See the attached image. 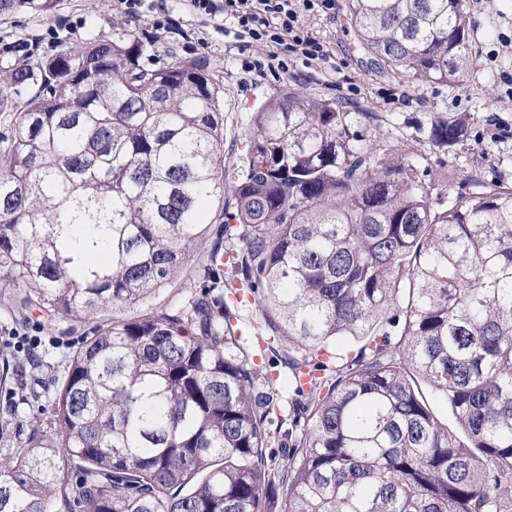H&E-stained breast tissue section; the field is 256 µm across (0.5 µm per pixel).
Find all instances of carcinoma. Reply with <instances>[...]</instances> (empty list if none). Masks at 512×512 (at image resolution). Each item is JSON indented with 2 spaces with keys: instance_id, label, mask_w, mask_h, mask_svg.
I'll list each match as a JSON object with an SVG mask.
<instances>
[{
  "instance_id": "carcinoma-1",
  "label": "carcinoma",
  "mask_w": 512,
  "mask_h": 512,
  "mask_svg": "<svg viewBox=\"0 0 512 512\" xmlns=\"http://www.w3.org/2000/svg\"><path fill=\"white\" fill-rule=\"evenodd\" d=\"M58 0H0V16ZM383 73L453 84L470 20L457 0H346ZM108 36L49 60L0 148V301L90 325L56 385L51 433L0 459V512H512V184L420 173L356 113L291 89L254 113L232 180L240 293L259 288L276 332L336 379L306 406L294 452L265 455L256 374L213 309L97 316L146 300L209 240L224 204L220 86L202 65H141ZM456 121L431 140L462 142ZM399 341L390 347V336ZM361 343L353 357L342 341ZM0 351V385L14 375ZM464 433L448 430L422 385Z\"/></svg>"
}]
</instances>
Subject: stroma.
Wrapping results in <instances>:
<instances>
[{
    "label": "stroma",
    "mask_w": 512,
    "mask_h": 512,
    "mask_svg": "<svg viewBox=\"0 0 512 512\" xmlns=\"http://www.w3.org/2000/svg\"><path fill=\"white\" fill-rule=\"evenodd\" d=\"M166 6L173 21L160 31L143 22L126 26L113 21L109 0H59L49 15L18 12L0 17V99L20 104L39 89L35 80L10 87L4 81L10 70L23 65L39 71L47 57L114 34L144 44L142 62L148 68H165L184 59L206 65L224 89L220 107L225 170L237 166L254 112L289 88L354 112L377 113V121L362 127V134L398 141L408 156L430 170L512 183V0H463L471 20L472 58L464 80L453 84L378 74L355 47L346 24L345 0H336L334 10L304 18V26L328 50L324 63L308 66L292 53L287 71L262 80L250 79L243 69L244 61L257 57L256 48H226L223 34L186 15L177 0H167ZM448 118L466 129L464 141L449 150L429 139L432 122ZM207 263V256L199 255L166 288L116 315L135 319L209 297L213 276ZM116 315L105 310L100 318L108 322ZM266 319L258 298H251L232 308L224 337L258 374L260 394L276 401L264 427L270 434L266 453L279 462L288 455V433L300 420L303 398L283 385L289 374L285 356L293 349L288 337H280L274 353L256 355V336L271 334ZM84 331L83 325L50 321L36 311L20 323L0 314V348L12 355L16 369L10 389L0 388V457L19 447L32 431L49 430L57 382Z\"/></svg>",
    "instance_id": "35a3bbf8"
}]
</instances>
